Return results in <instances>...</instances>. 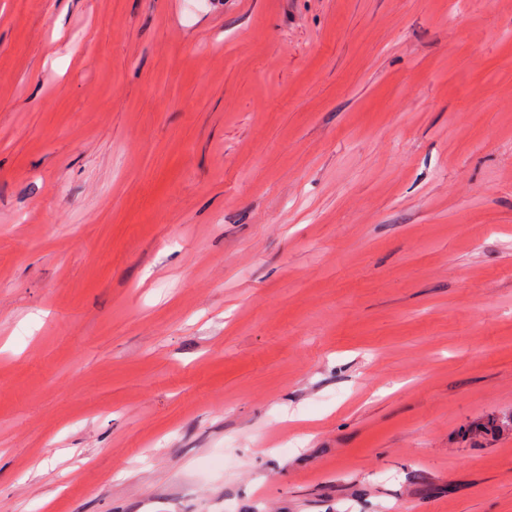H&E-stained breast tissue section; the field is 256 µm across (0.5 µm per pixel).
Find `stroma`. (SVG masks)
<instances>
[{
    "label": "stroma",
    "mask_w": 512,
    "mask_h": 512,
    "mask_svg": "<svg viewBox=\"0 0 512 512\" xmlns=\"http://www.w3.org/2000/svg\"><path fill=\"white\" fill-rule=\"evenodd\" d=\"M0 512H512V0H0Z\"/></svg>",
    "instance_id": "obj_1"
}]
</instances>
